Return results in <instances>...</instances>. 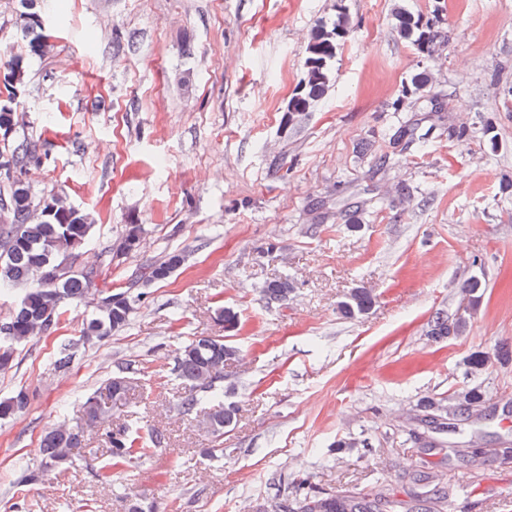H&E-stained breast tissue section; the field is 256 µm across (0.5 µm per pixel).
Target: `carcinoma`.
Masks as SVG:
<instances>
[{"label":"carcinoma","mask_w":512,"mask_h":512,"mask_svg":"<svg viewBox=\"0 0 512 512\" xmlns=\"http://www.w3.org/2000/svg\"><path fill=\"white\" fill-rule=\"evenodd\" d=\"M22 11L20 30L29 39L35 52L51 50L50 36L45 34L42 24L35 19L36 0H20ZM400 34L411 39L417 54L427 61L436 59L444 31L431 20L413 16L405 11L396 13ZM350 34L349 22L344 16L338 17L331 25L317 24L312 30L309 45L321 48L322 70L319 77L307 81L300 98L296 101L297 111L293 119L311 110L326 93L329 86L328 67L338 46ZM26 71L23 59L15 56L7 63L3 73L4 85L13 89L24 84ZM434 82V73L425 68L411 78V89L404 96L423 93ZM19 123L18 115L10 104H0V137L6 139ZM36 146L25 143L10 153H0V167L9 170L0 177V211L11 208L9 222H0V292H10L25 286L16 308L0 324V371L12 367L16 347L25 345L41 336L55 332L67 301H87L89 292L100 293L102 303L95 305L97 313L83 324L79 341L88 344L101 342L112 333L123 329L134 310V299L130 291L112 292L107 270L100 266L76 269L73 264L82 255L90 236L94 215L76 207L62 193H51L34 199L29 185L20 178L23 169L35 157ZM140 226L126 225L120 241L119 253L125 257L139 249ZM186 260L185 252L172 250L161 259L147 265L144 277L149 281H163L178 271ZM482 279L471 276L460 284L461 291L479 304ZM268 302L284 304L293 292L291 282L284 278L272 280L262 289ZM375 303L374 296L363 288H356L339 304L340 313L353 317L368 312ZM466 328V321L448 322L437 314L430 321L428 335L440 341L458 336ZM238 356V349L224 336H196L188 340L180 353L174 368L176 377L184 384L188 395L181 401L183 411L190 413L199 404L201 392L217 393L223 379L224 362ZM483 396L475 388L462 390L449 400L448 409L462 420L481 417ZM25 393L19 390L8 397L0 398V421H6L25 410ZM111 408L96 394L85 402L87 425H103L110 418ZM237 416V407L227 403L207 413V426L216 436L224 435ZM110 456L118 462L141 458L150 447L161 445V434L152 431L143 436L127 426H121L109 433ZM84 442V431L79 428L58 426L43 435L45 465L58 466L73 463L72 449ZM433 484L432 493L438 501L451 497L448 486L434 481V476L423 473L414 482ZM401 503L385 495L372 499L351 495L307 496L303 509L306 512H397Z\"/></svg>","instance_id":"carcinoma-1"}]
</instances>
